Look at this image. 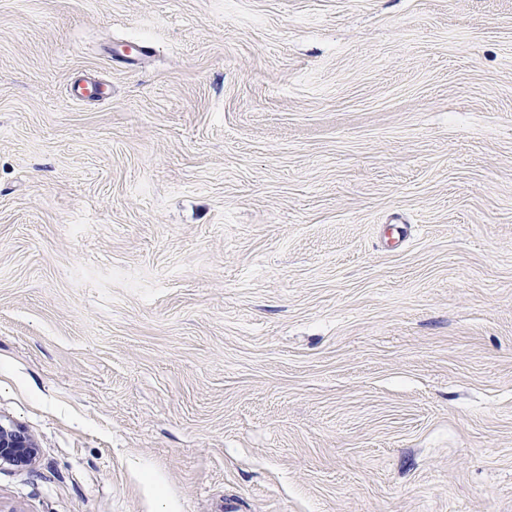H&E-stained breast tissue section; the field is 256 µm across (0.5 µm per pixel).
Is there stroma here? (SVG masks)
Masks as SVG:
<instances>
[{
	"label": "stroma",
	"mask_w": 512,
	"mask_h": 512,
	"mask_svg": "<svg viewBox=\"0 0 512 512\" xmlns=\"http://www.w3.org/2000/svg\"><path fill=\"white\" fill-rule=\"evenodd\" d=\"M0 422V512H512V0H0ZM69 97L73 101L81 102L86 98H95L100 101L109 99L108 88L101 82L87 80L75 81L70 88ZM36 454L35 441L21 426L0 424V464H32Z\"/></svg>",
	"instance_id": "35a3bbf8"
}]
</instances>
